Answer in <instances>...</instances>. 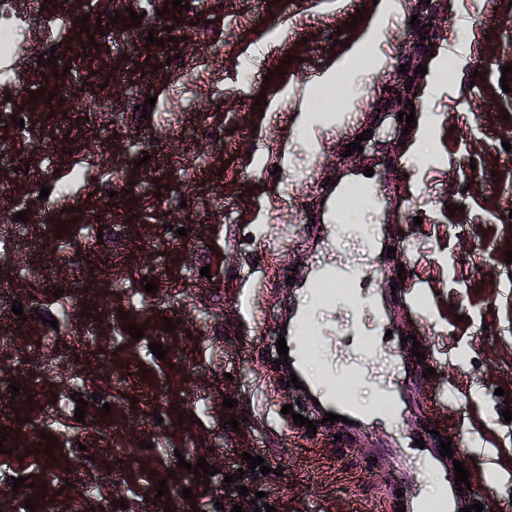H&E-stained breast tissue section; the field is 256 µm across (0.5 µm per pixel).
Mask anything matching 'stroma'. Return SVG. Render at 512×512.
I'll list each match as a JSON object with an SVG mask.
<instances>
[{
    "label": "stroma",
    "mask_w": 512,
    "mask_h": 512,
    "mask_svg": "<svg viewBox=\"0 0 512 512\" xmlns=\"http://www.w3.org/2000/svg\"><path fill=\"white\" fill-rule=\"evenodd\" d=\"M164 2L13 0L9 59L28 82L0 80V241L36 235L42 246L13 255L0 294V337L28 362L0 365V398L16 402L0 464L33 479L0 480V512L25 500L55 512L105 502L111 512H217L225 472L246 467L249 454L272 472L248 489L265 492L276 512H393L394 460L383 448L424 416L458 442L473 489L495 473L493 512H512V421L502 416L512 408V151L503 147L512 90H502L512 87L502 72L512 64V0H444L415 128L387 121L383 146L350 154L346 144L390 99L408 61L411 0H392L382 15L374 0H192L176 18ZM128 8L140 25L114 22ZM86 14L96 30L82 24ZM60 21L84 53L40 66ZM335 33L348 46L332 45ZM337 62L342 71L328 76ZM59 66L69 74L56 75ZM151 86L156 103L140 113ZM44 90L52 101H35ZM334 90L342 107L312 110ZM368 166L378 186L395 179L399 199L383 193L376 209L344 211L336 247L324 252L302 231L323 183L357 182ZM105 178L115 184L110 201L97 192ZM22 210L28 221L17 219ZM104 220L112 234L101 239ZM381 224L403 244L377 257L373 289L384 293L387 273L401 267L421 283L424 314L391 306L389 326L416 337L435 373L418 378L405 419L351 448L343 422L310 430L282 414L287 404L310 411L275 364L277 339L302 300L289 268L319 254L361 260L354 231ZM16 301L56 310L66 334L44 344L41 321L15 315ZM130 324L143 338H131ZM77 392L87 402L81 423ZM228 397L235 408L223 407ZM19 441L32 450L21 460L11 454ZM201 458L216 475L187 472Z\"/></svg>",
    "instance_id": "1"
}]
</instances>
